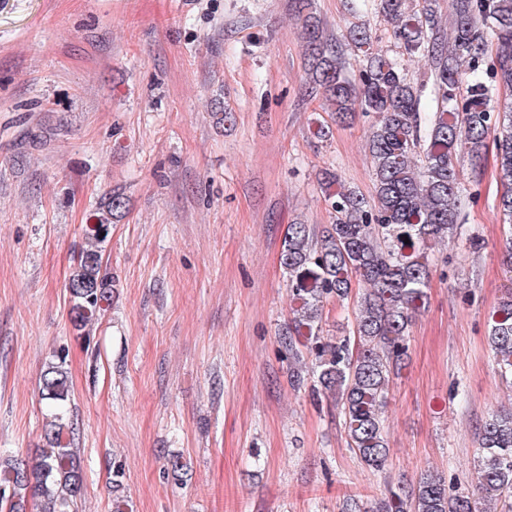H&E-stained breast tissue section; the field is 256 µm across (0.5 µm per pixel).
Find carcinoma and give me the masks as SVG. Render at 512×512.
<instances>
[{
    "instance_id": "cac0c4a2",
    "label": "carcinoma",
    "mask_w": 512,
    "mask_h": 512,
    "mask_svg": "<svg viewBox=\"0 0 512 512\" xmlns=\"http://www.w3.org/2000/svg\"><path fill=\"white\" fill-rule=\"evenodd\" d=\"M392 27L406 54L427 58L429 72L415 85L399 62L373 49L370 29L356 26L349 39L363 53L359 84L346 77L341 58L327 43L310 12L304 14L307 75L327 108L346 122L375 117L368 144L374 193L368 197L339 184L325 169L321 185L334 214L320 233L309 224L288 226L280 264L288 275L292 318L280 341L288 350L306 339L317 361L322 394L340 405L351 449L372 468L384 465L389 446L382 410L392 376L404 356L413 319L426 307L433 244L462 233L459 218L475 194H463L456 159L481 162L493 139L502 193L497 209L505 236L504 262L512 269V102L497 111L496 87L512 88V0H452V31L445 33L432 0L412 10L408 0H360ZM124 191L111 190L96 204L86 225V244L65 288L71 321L78 330L93 325L112 293L103 270L102 244L114 220L125 213ZM357 297L353 339L323 335L324 303L342 302L353 284ZM489 344L500 375L512 381V291L490 315ZM42 400L53 410L45 425L46 447L32 463L0 468V512H27L26 493L40 512H75L83 473L73 449L63 442L60 408L69 399L62 363L41 376ZM478 493L448 485L434 472L413 485L392 487L368 510L354 499L345 512H512V409H501L479 435Z\"/></svg>"
}]
</instances>
